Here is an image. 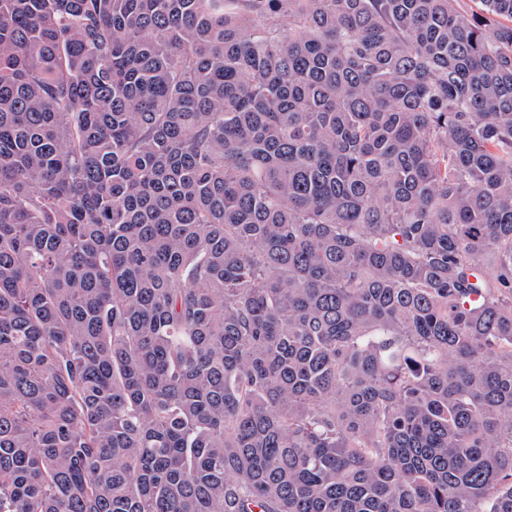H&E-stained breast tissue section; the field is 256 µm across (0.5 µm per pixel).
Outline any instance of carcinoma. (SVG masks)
I'll list each match as a JSON object with an SVG mask.
<instances>
[{
    "label": "carcinoma",
    "mask_w": 512,
    "mask_h": 512,
    "mask_svg": "<svg viewBox=\"0 0 512 512\" xmlns=\"http://www.w3.org/2000/svg\"><path fill=\"white\" fill-rule=\"evenodd\" d=\"M0 0V512H512V0Z\"/></svg>",
    "instance_id": "obj_1"
}]
</instances>
